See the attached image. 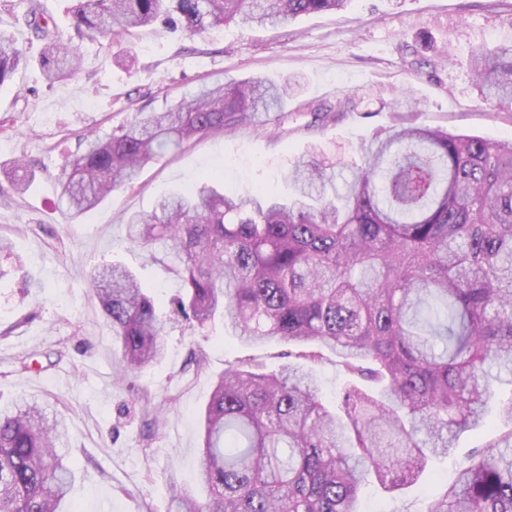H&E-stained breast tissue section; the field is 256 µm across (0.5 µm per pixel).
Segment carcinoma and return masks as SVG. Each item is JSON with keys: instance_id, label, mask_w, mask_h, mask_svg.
<instances>
[{"instance_id": "carcinoma-1", "label": "carcinoma", "mask_w": 512, "mask_h": 512, "mask_svg": "<svg viewBox=\"0 0 512 512\" xmlns=\"http://www.w3.org/2000/svg\"><path fill=\"white\" fill-rule=\"evenodd\" d=\"M350 0H71L78 38L126 39L163 25L196 35L232 21L286 25ZM25 21L45 41L49 83L80 68L36 3ZM27 62L0 34V86ZM489 100H512V44L475 55ZM295 86L263 77L205 86L164 112H139L103 140L90 135L60 180L73 215L91 211L148 162L190 139L279 112ZM342 194L314 158L288 172L293 195L224 193L209 174L128 218L127 239L157 248L183 284V320L224 317L246 348L286 346L275 369L240 358L201 415L207 496L171 486L172 512H361L370 479L393 494L448 457L459 435L489 424L493 382L512 385V141L426 126L376 135ZM123 376L164 354L165 321L124 267L94 275ZM336 356L345 380L320 398L312 365ZM498 435L473 449L427 512H512V397ZM62 419L23 401L0 412V512H62L72 473L59 454Z\"/></svg>"}]
</instances>
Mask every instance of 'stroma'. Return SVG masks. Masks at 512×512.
I'll return each mask as SVG.
<instances>
[{
    "label": "stroma",
    "instance_id": "obj_1",
    "mask_svg": "<svg viewBox=\"0 0 512 512\" xmlns=\"http://www.w3.org/2000/svg\"><path fill=\"white\" fill-rule=\"evenodd\" d=\"M34 1L60 39L74 35L68 0H0V31L30 57L0 85V185L18 161L32 175L0 199V237L12 246L0 252V409L26 397L65 417L62 453L74 481L64 512H167L171 483L206 495L199 416L214 379L245 355L276 367L279 350H245L220 318L199 328L171 317L180 284L126 240L128 217L217 167L227 191L261 184L288 196V170L308 152L344 190L341 163L360 164L363 147L391 126L512 140V104L484 101L470 66L478 49L512 44V0H350L345 10L286 26L239 24L194 36L153 25L121 44L83 40L80 73L55 84L38 65L43 42L24 21ZM253 76L296 81L301 92L259 122L165 153L85 215L60 203L58 177L86 135H110L136 112L164 111L203 85ZM311 103L329 115L315 119ZM112 261L136 274L168 319L164 359L131 387L117 378L119 347L90 280ZM193 349L206 356L203 370L188 364ZM26 354L34 360L24 369ZM137 389L148 392L159 420L149 444ZM492 435L463 433L454 454L434 461L420 487L404 494L367 488L364 512H427L459 462Z\"/></svg>",
    "mask_w": 512,
    "mask_h": 512
}]
</instances>
